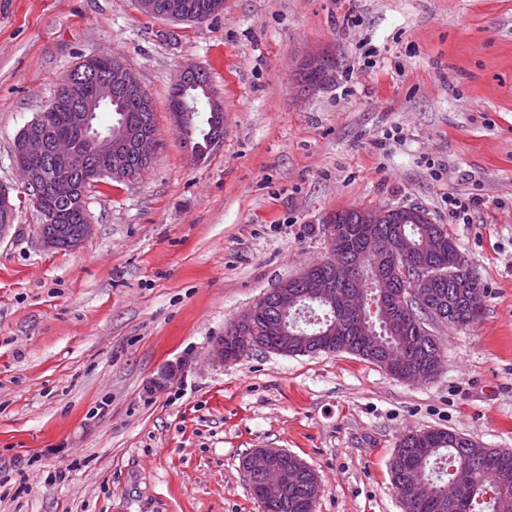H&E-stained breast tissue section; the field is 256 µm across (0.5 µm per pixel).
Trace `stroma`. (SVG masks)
I'll return each instance as SVG.
<instances>
[{"label":"stroma","mask_w":512,"mask_h":512,"mask_svg":"<svg viewBox=\"0 0 512 512\" xmlns=\"http://www.w3.org/2000/svg\"><path fill=\"white\" fill-rule=\"evenodd\" d=\"M333 81L302 90L306 56ZM92 55L152 97L159 145L97 180L92 234L40 240L22 199L0 240V512H261L240 462L282 448L318 473L315 512H401L389 461L437 428L512 448V0H224L203 23L136 0H0V186L22 192L17 133ZM204 67L222 143L173 127L179 70ZM479 198L467 222L449 198ZM424 206L484 287L471 327L437 325L442 367L395 379L348 353L213 359L225 326L327 256L337 210ZM163 391L146 385L171 362ZM46 448L71 462L53 479ZM212 100V111L217 112L216 116L212 118V129L211 133L207 137V142L205 146H197L194 149H192L193 153L195 155L204 156L209 151H211L220 141L223 139V128H224V109L223 105L215 95L213 94L211 96Z\"/></svg>","instance_id":"35a3bbf8"}]
</instances>
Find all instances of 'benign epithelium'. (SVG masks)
Listing matches in <instances>:
<instances>
[{
    "label": "benign epithelium",
    "instance_id": "1",
    "mask_svg": "<svg viewBox=\"0 0 512 512\" xmlns=\"http://www.w3.org/2000/svg\"><path fill=\"white\" fill-rule=\"evenodd\" d=\"M311 72L321 74L316 82L306 83L304 87L314 89L332 77V70L325 67V57L310 56L302 64L301 74ZM100 85L96 101L89 103L78 99L69 93L64 97L54 96L53 103L64 112V119L77 124L84 132V141L87 155L96 163V167L89 172V178L108 176L114 180H127L129 175L119 156L130 151L144 161L153 159L158 145L157 132L138 131L133 128H119L115 132H99L93 129L90 122L92 112L100 104H110L112 99L122 100L127 97L145 98L144 89L137 77L122 63L112 68V72L98 80ZM212 111L216 116L212 118L211 133L203 146H197L193 153L199 156L206 155L223 139L224 109L216 97H211ZM62 151V147L55 146L48 129L40 122H30L25 132L15 140L13 145L14 164L22 177V190L27 193L34 205H39L41 197L46 192H53L59 197L74 195V183L69 176L58 174L47 180L34 166L35 160H49ZM399 212L403 219L414 224L433 223L429 213L415 205L410 206H381L360 207L357 211V222L360 224H386L392 214ZM15 210L9 189L0 188V239L5 238L14 227ZM93 225L86 223L73 230L64 224H56L51 229L41 233V242L48 249L75 250L91 235ZM329 245L327 258L305 266L295 277V281L288 284L280 283L274 290L273 297L280 312L286 314L293 312L295 317L301 316L298 306L299 298L310 297L327 299L333 305L345 312L362 314L363 305L361 293L358 290H340L334 279L320 274L316 268L329 264L336 266V271L345 274L350 280L356 282V287H363L361 281L362 257L343 258L335 251V240L338 230L333 224L322 225ZM370 254L374 257L376 265L387 270L411 271L415 275L416 288L410 291L406 300L399 302L395 315L399 318L411 317L416 312L431 313V294L426 284L436 272L421 261L417 251L402 237H386L375 239L370 247ZM261 305H254L244 311L234 320V326L219 337L214 346L215 357L221 362H232L243 358L254 351L253 341L246 336H237L235 331L248 327L259 314ZM180 374V367L169 365L150 381L149 390L158 392L175 381ZM288 452L279 448H254L242 460V469L245 477H256L259 480V489L256 498L262 509H267L268 503L279 499L286 482L303 473V469H287L285 460Z\"/></svg>",
    "mask_w": 512,
    "mask_h": 512
}]
</instances>
